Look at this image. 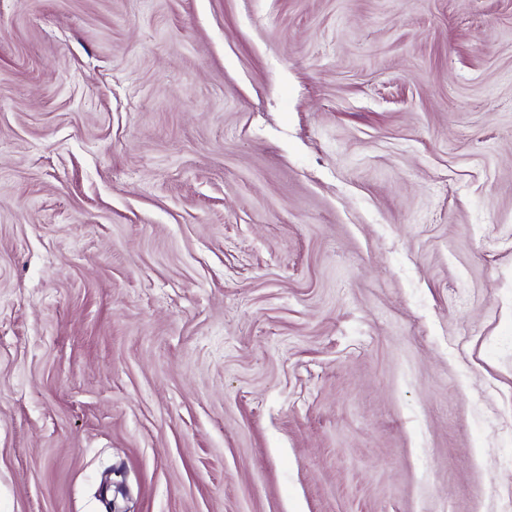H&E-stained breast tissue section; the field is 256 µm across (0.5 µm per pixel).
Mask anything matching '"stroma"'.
Returning a JSON list of instances; mask_svg holds the SVG:
<instances>
[{"label": "stroma", "mask_w": 512, "mask_h": 512, "mask_svg": "<svg viewBox=\"0 0 512 512\" xmlns=\"http://www.w3.org/2000/svg\"><path fill=\"white\" fill-rule=\"evenodd\" d=\"M512 512V0H0V512Z\"/></svg>", "instance_id": "stroma-1"}]
</instances>
